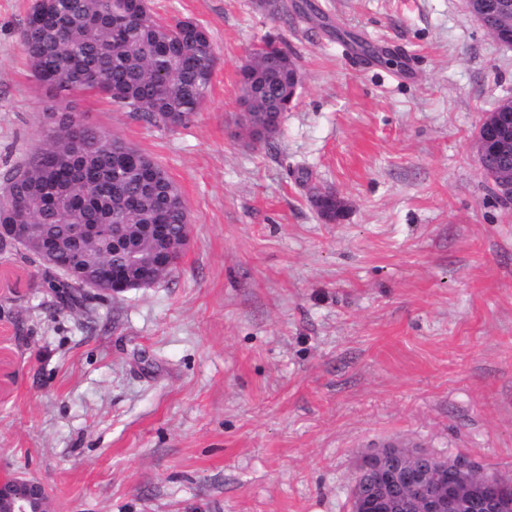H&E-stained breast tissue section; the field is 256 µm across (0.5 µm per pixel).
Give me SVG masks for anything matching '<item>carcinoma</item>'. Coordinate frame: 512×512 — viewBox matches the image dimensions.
<instances>
[{
	"label": "carcinoma",
	"mask_w": 512,
	"mask_h": 512,
	"mask_svg": "<svg viewBox=\"0 0 512 512\" xmlns=\"http://www.w3.org/2000/svg\"><path fill=\"white\" fill-rule=\"evenodd\" d=\"M20 42L35 83L67 95H100L159 127L188 126L207 100L215 54L207 29L190 19L162 23L150 0H42L31 4ZM263 64L260 48L241 71V98L253 99L245 125L279 127L277 98L288 89V53ZM0 220L27 224L44 244L66 239L74 224H97L96 236L58 252L56 269L82 261L112 268L150 266L159 279L175 271L172 249L189 223L185 201L167 170L122 138L47 113L40 147L7 179ZM124 238L111 235L113 221ZM166 225L165 237L156 225ZM62 301L86 300L79 275L48 281Z\"/></svg>",
	"instance_id": "carcinoma-1"
}]
</instances>
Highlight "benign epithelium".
Wrapping results in <instances>:
<instances>
[{
	"label": "benign epithelium",
	"mask_w": 512,
	"mask_h": 512,
	"mask_svg": "<svg viewBox=\"0 0 512 512\" xmlns=\"http://www.w3.org/2000/svg\"><path fill=\"white\" fill-rule=\"evenodd\" d=\"M511 112L512 100L506 99L481 121L485 137L476 138L478 160H483L489 147L502 157L512 155V135L503 132L504 115ZM309 198L326 200L338 220L345 213V201L333 189L312 186ZM27 235V228L20 224H0V242L19 245ZM81 271L83 291L88 294L117 296L156 284L149 267L108 273L84 265ZM462 470L463 463L437 461L434 453L425 449L378 448L361 461L351 499L352 512H502L508 507L511 483L487 472L482 481L467 489L459 480ZM48 498L47 489L38 482L0 480V500L10 502V512H48Z\"/></svg>",
	"instance_id": "benign-epithelium-1"
}]
</instances>
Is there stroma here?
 I'll return each mask as SVG.
<instances>
[{
    "label": "stroma",
    "instance_id": "stroma-1",
    "mask_svg": "<svg viewBox=\"0 0 512 512\" xmlns=\"http://www.w3.org/2000/svg\"><path fill=\"white\" fill-rule=\"evenodd\" d=\"M30 3L0 0V193L49 100L19 40ZM287 3L312 9L151 0L213 42L188 127L80 102L181 191L191 243L171 275L68 309L44 268L0 249V478L45 485L50 512H350L362 457L389 443L512 480V206L475 146L512 97V47L463 0ZM268 38L301 85L254 144L238 69ZM312 183L341 194V220L312 209Z\"/></svg>",
    "mask_w": 512,
    "mask_h": 512
}]
</instances>
